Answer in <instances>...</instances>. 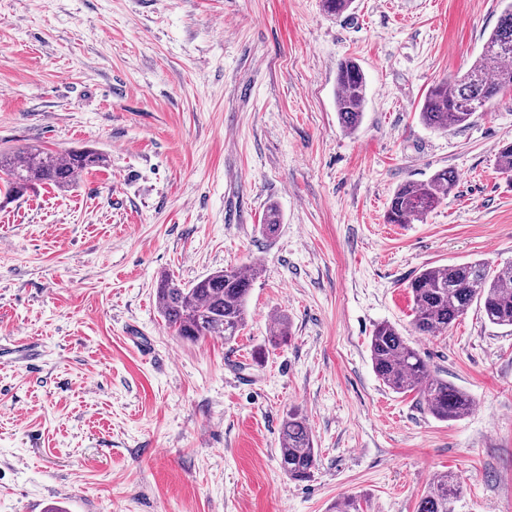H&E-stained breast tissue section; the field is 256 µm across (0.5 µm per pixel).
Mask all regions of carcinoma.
<instances>
[{
    "label": "carcinoma",
    "mask_w": 512,
    "mask_h": 512,
    "mask_svg": "<svg viewBox=\"0 0 512 512\" xmlns=\"http://www.w3.org/2000/svg\"><path fill=\"white\" fill-rule=\"evenodd\" d=\"M512 91V4L502 11L479 57L460 78L438 82L428 90L419 111L427 127L446 132L471 123V103L487 105ZM367 81L352 60L338 64L336 112L343 128L354 131L361 123ZM106 153L92 147L63 153L26 146L0 150V181L10 195H21L42 185L60 190L79 183L83 174L105 167ZM455 175L435 172L424 181L408 180L394 192L386 220L410 224L431 212L455 186ZM281 213L270 205L261 224L263 235L275 236ZM258 268L217 270L189 285L170 276L157 281L155 297L168 329L187 340L222 338L231 343L246 327L248 298ZM413 301V329L420 336H438L472 305L477 304L488 323L512 327V265L491 270L481 261L426 268L408 284ZM370 356L377 377L396 393L414 392L419 402L437 419L459 420L467 416L470 396L433 373L427 360L392 325L381 323L370 338ZM317 462L311 429L297 409L286 413L280 429L279 467L291 480L310 478ZM460 497L457 478L441 473L421 496L417 512H455Z\"/></svg>",
    "instance_id": "obj_1"
}]
</instances>
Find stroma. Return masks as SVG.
<instances>
[{
	"mask_svg": "<svg viewBox=\"0 0 512 512\" xmlns=\"http://www.w3.org/2000/svg\"><path fill=\"white\" fill-rule=\"evenodd\" d=\"M511 1L354 0L336 17L322 0H0V148L109 156L71 190L0 183V512H334L348 496L416 512L445 471L456 512H512V330L473 306L417 335L407 289L429 267L512 265L496 163L512 94L447 132L418 116ZM348 58L368 83L353 132L335 107ZM442 169L446 199L387 223L399 185ZM253 263L235 343L167 328L161 274ZM383 322L469 393L468 416L382 383ZM292 407L317 450L304 482L278 463Z\"/></svg>",
	"mask_w": 512,
	"mask_h": 512,
	"instance_id": "1",
	"label": "stroma"
}]
</instances>
